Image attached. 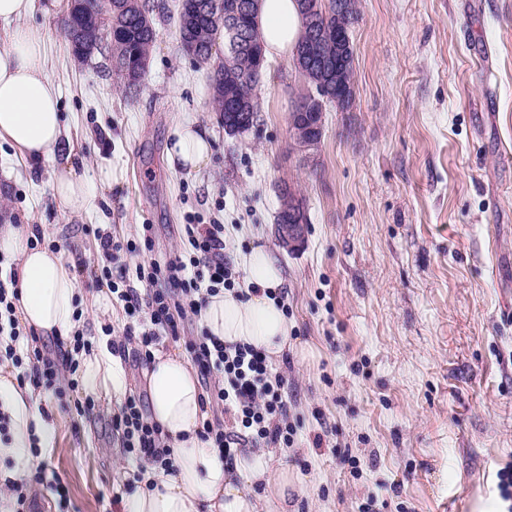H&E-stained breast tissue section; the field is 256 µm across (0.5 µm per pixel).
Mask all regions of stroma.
Returning <instances> with one entry per match:
<instances>
[{
	"label": "stroma",
	"mask_w": 512,
	"mask_h": 512,
	"mask_svg": "<svg viewBox=\"0 0 512 512\" xmlns=\"http://www.w3.org/2000/svg\"><path fill=\"white\" fill-rule=\"evenodd\" d=\"M37 0L26 26L48 28L72 161L111 171L93 210L71 215L47 187L51 165L0 171V225H45L76 268L80 327L107 346L130 317L93 298L138 263L188 250L186 224L224 227L241 265L257 243L283 277L291 345L274 366L297 433L270 448L293 480L288 512H512L497 471L512 464V0H361L351 29L354 88L328 107L316 149H295L289 116L303 86L291 58L268 61L255 126L230 135L211 112L205 69L180 47L179 0H157L156 43L138 91L108 56L75 58L62 19ZM212 134L208 165L173 166L171 131ZM299 190L309 222L282 245L279 189ZM155 235L144 244L141 227ZM135 244L104 267L99 237ZM99 278L84 275V268ZM56 448L41 461L66 500L28 482L39 512H119L124 454L113 408L77 413L82 387H40Z\"/></svg>",
	"instance_id": "35a3bbf8"
}]
</instances>
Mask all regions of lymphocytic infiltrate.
Instances as JSON below:
<instances>
[{
  "label": "lymphocytic infiltrate",
  "instance_id": "1",
  "mask_svg": "<svg viewBox=\"0 0 512 512\" xmlns=\"http://www.w3.org/2000/svg\"><path fill=\"white\" fill-rule=\"evenodd\" d=\"M188 252H178L165 261L137 265L135 278L112 284V293L128 313L138 315L126 324L121 341L113 342L114 353L136 345L143 362L153 359L152 349L163 339H178L179 319L197 318L208 296L233 290L239 271L225 260L224 227L220 224H188L184 227ZM19 299L14 276L0 278V354L15 366L29 365L34 385H54L69 374V386H77V356L90 352L92 344L83 331H75L57 358L44 356L39 348L29 355L17 351L22 335L15 316ZM191 362L207 384V396L224 408L225 423L204 422L201 437L223 450L225 463H233L245 446L265 444L274 448L294 445L295 426L288 420L284 392L287 378L274 370L267 356L246 343L232 345L202 335L186 345ZM125 452L150 467L172 470L173 461L161 427L149 421L139 399L128 397L112 417Z\"/></svg>",
  "mask_w": 512,
  "mask_h": 512
}]
</instances>
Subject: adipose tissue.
Instances as JSON below:
<instances>
[{"instance_id": "1", "label": "adipose tissue", "mask_w": 512, "mask_h": 512, "mask_svg": "<svg viewBox=\"0 0 512 512\" xmlns=\"http://www.w3.org/2000/svg\"><path fill=\"white\" fill-rule=\"evenodd\" d=\"M36 0H0V23L8 46L0 50V143L27 164L50 163V189L62 207L79 216L91 210L94 189L71 162L72 147L63 141L59 90L45 51L47 32L22 25ZM258 33L266 58L294 50L301 35L295 0H259ZM171 163L187 171L204 167L212 154L211 133L186 121L172 130ZM29 224L0 225V256L16 263L20 292L19 323L43 336L69 337L76 319L79 288L63 251L32 247ZM245 283L256 294L242 300L234 292L210 296L204 310L208 335L227 344L253 345L268 359H281L290 341L282 306L271 293L282 277L271 251L252 248L244 263ZM83 385L96 398L121 397L124 371L109 349L84 356ZM151 419L162 428L171 450L174 472L153 470L126 495L121 512H260L262 496L286 501L291 483L287 468L271 469L264 455L238 457L226 469L224 455L198 434L205 415L202 391L187 358L158 351L148 375ZM0 411L10 418L8 441L0 440V481L16 478L35 460L36 452L53 448V426L40 409L34 391L20 386L15 371L0 367Z\"/></svg>"}]
</instances>
